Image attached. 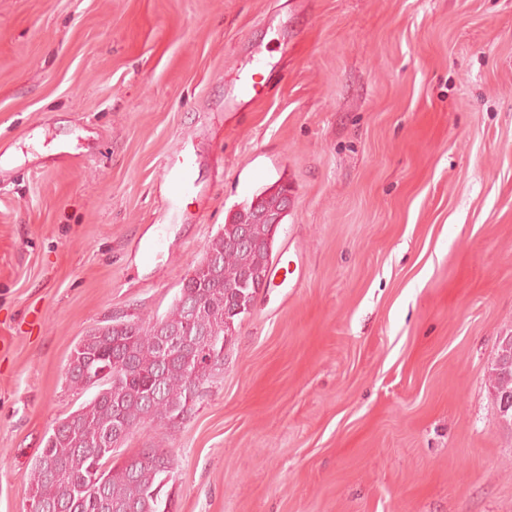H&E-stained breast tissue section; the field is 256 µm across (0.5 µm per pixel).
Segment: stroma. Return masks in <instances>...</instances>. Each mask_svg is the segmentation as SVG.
Instances as JSON below:
<instances>
[{"label": "stroma", "mask_w": 512, "mask_h": 512, "mask_svg": "<svg viewBox=\"0 0 512 512\" xmlns=\"http://www.w3.org/2000/svg\"><path fill=\"white\" fill-rule=\"evenodd\" d=\"M282 184L270 288L122 455L169 451L173 512H512V0H0V512L91 397L79 338ZM192 158L188 154L177 155L168 164L163 173L165 183L166 212L175 214L177 202L188 187L189 172L192 169Z\"/></svg>", "instance_id": "35a3bbf8"}]
</instances>
